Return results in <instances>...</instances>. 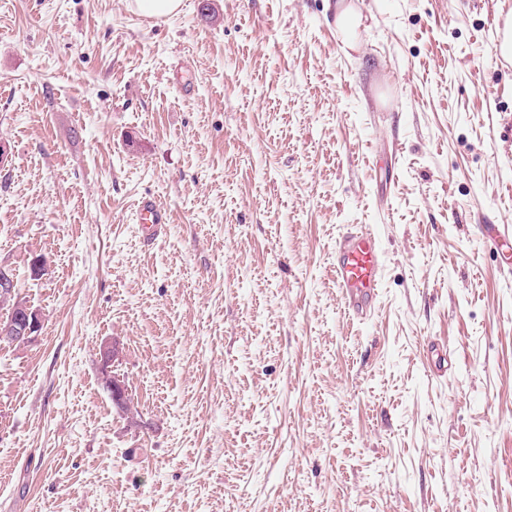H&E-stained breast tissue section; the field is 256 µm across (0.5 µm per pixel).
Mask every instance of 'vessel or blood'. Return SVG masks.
<instances>
[{"label":"vessel or blood","mask_w":512,"mask_h":512,"mask_svg":"<svg viewBox=\"0 0 512 512\" xmlns=\"http://www.w3.org/2000/svg\"><path fill=\"white\" fill-rule=\"evenodd\" d=\"M136 213L150 242L158 239L170 222L167 208L152 198L140 199ZM479 232L497 248L512 251V225L483 224ZM334 255L331 274L348 312L358 319L370 316L375 309L385 265L377 234L347 231L337 238Z\"/></svg>","instance_id":"b4317fda"}]
</instances>
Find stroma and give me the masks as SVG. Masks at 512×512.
I'll list each match as a JSON object with an SVG mask.
<instances>
[{"mask_svg":"<svg viewBox=\"0 0 512 512\" xmlns=\"http://www.w3.org/2000/svg\"><path fill=\"white\" fill-rule=\"evenodd\" d=\"M130 2L0 0V512H512V0ZM132 6L142 15L154 18L171 16L177 12L180 0H132ZM361 26V17L353 13L350 8H340L336 12V27L343 30L349 41L348 46L352 50H359L361 46V34L359 32ZM136 213L141 230L148 231L144 237L147 242L158 239L165 232L166 224L170 222L168 209L152 198H141ZM479 232L488 242L497 248L512 251V225L510 224H481ZM331 274L347 310L357 319L370 316L382 285L385 259L372 231H347L336 239ZM14 284L10 276L0 273V299H8L13 294ZM6 319L13 314V308L16 302L15 295L12 298L1 302L10 305ZM15 315L9 320H0V339H22L25 342L33 340L41 326L39 314L32 310L26 304L16 305ZM120 354L119 344L113 340L111 343L103 346L101 352L102 358V379L106 388L112 395V401L117 407L124 405L129 393L128 389L123 380L119 376L112 374V378L109 377L108 365L112 362L114 365L116 359Z\"/></svg>","mask_w":512,"mask_h":512,"instance_id":"1","label":"stroma"}]
</instances>
